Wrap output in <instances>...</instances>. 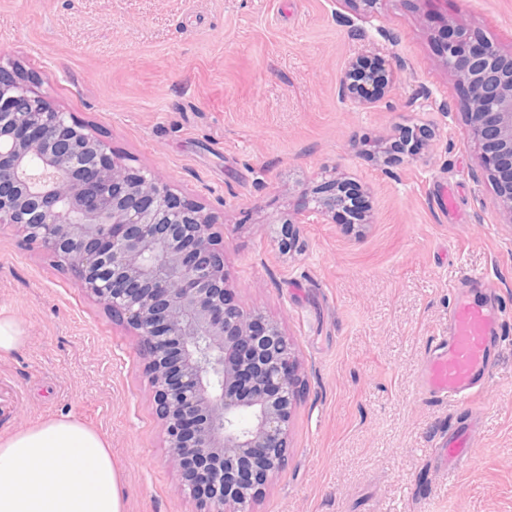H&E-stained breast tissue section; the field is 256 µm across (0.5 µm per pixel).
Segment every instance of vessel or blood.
<instances>
[{
    "label": "vessel or blood",
    "mask_w": 512,
    "mask_h": 512,
    "mask_svg": "<svg viewBox=\"0 0 512 512\" xmlns=\"http://www.w3.org/2000/svg\"><path fill=\"white\" fill-rule=\"evenodd\" d=\"M501 334L494 309L469 296L458 297L448 309L447 336L432 340L425 353V394L453 404L470 401L475 389L485 384L490 348ZM465 437L462 428L449 434L440 450L444 462L467 465Z\"/></svg>",
    "instance_id": "obj_1"
}]
</instances>
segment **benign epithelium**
<instances>
[{
  "label": "benign epithelium",
  "instance_id": "1",
  "mask_svg": "<svg viewBox=\"0 0 512 512\" xmlns=\"http://www.w3.org/2000/svg\"><path fill=\"white\" fill-rule=\"evenodd\" d=\"M440 53L469 98L481 169L512 222V56L479 32L445 28ZM380 59L352 60L342 99H381ZM346 217L334 183L281 225ZM0 224L37 248L136 338L168 463L204 512H256L284 466L297 393L279 323L237 302L224 269V225L201 202L125 162L88 126L0 65Z\"/></svg>",
  "mask_w": 512,
  "mask_h": 512
}]
</instances>
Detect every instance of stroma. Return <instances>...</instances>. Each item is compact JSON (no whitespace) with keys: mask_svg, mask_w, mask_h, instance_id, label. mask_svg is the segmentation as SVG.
<instances>
[{"mask_svg":"<svg viewBox=\"0 0 512 512\" xmlns=\"http://www.w3.org/2000/svg\"><path fill=\"white\" fill-rule=\"evenodd\" d=\"M442 14L512 54V0H378L365 18L348 0H0V64L206 203L235 298L291 340L288 457L257 512H512V223L437 52ZM361 55L393 75L364 110L338 95ZM407 126L419 148L380 165L375 145ZM332 180L363 195L366 225L299 224L281 253V224ZM462 289L503 317L470 412L421 391ZM0 310L26 334L0 357V436L75 418L107 438L124 512H200L167 462L135 339L6 225ZM470 416L469 465L434 470L441 436Z\"/></svg>","mask_w":512,"mask_h":512,"instance_id":"obj_1","label":"stroma"}]
</instances>
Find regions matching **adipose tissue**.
Here are the masks:
<instances>
[{"label":"adipose tissue","instance_id":"ef3b65f1","mask_svg":"<svg viewBox=\"0 0 512 512\" xmlns=\"http://www.w3.org/2000/svg\"><path fill=\"white\" fill-rule=\"evenodd\" d=\"M107 440L53 417L0 437V512H124Z\"/></svg>","mask_w":512,"mask_h":512}]
</instances>
